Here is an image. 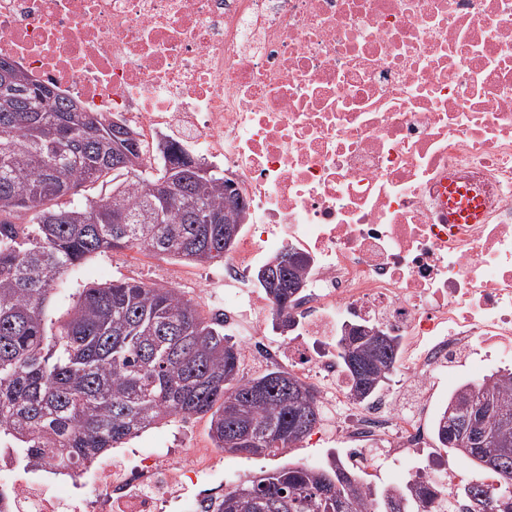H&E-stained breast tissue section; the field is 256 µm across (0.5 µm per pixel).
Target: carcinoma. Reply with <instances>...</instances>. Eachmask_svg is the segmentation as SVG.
<instances>
[{"mask_svg": "<svg viewBox=\"0 0 512 512\" xmlns=\"http://www.w3.org/2000/svg\"><path fill=\"white\" fill-rule=\"evenodd\" d=\"M23 81L0 88V443L16 465L36 469L45 459L64 474L101 453L174 419L208 416L215 447L258 456L284 454L320 422L313 390L284 370L240 376V348L224 333V315L205 317L175 288L116 282L84 289L66 318H53L49 301L61 278L88 258L136 248L161 259L194 264L224 260V225L245 218L233 183L186 167L189 151L168 143L154 175L141 170L137 142L118 179L112 158V121L96 112H65L67 99L21 71ZM166 179L183 200L158 209L152 182ZM107 194L65 205L61 199L95 186ZM202 214L221 224H200ZM292 259L283 284L258 282L288 328V309L305 282L307 259ZM368 331L338 349L351 396L371 399L398 358L396 338L384 345ZM360 362L356 373L347 354ZM476 417L486 437L480 454L490 483L472 482L447 512H512V373L490 385H463L434 423L441 447L456 434L457 458L470 436L457 421ZM437 495L426 480L377 491L336 461L330 468L284 465L258 478L206 493L197 512H419Z\"/></svg>", "mask_w": 512, "mask_h": 512, "instance_id": "carcinoma-1", "label": "carcinoma"}]
</instances>
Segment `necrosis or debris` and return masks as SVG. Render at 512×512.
Returning <instances> with one entry per match:
<instances>
[{
    "label": "necrosis or debris",
    "instance_id": "obj_1",
    "mask_svg": "<svg viewBox=\"0 0 512 512\" xmlns=\"http://www.w3.org/2000/svg\"><path fill=\"white\" fill-rule=\"evenodd\" d=\"M0 59L132 128L147 169L163 141L223 159L248 205L225 287L275 246L308 259L288 342L261 335L258 301L225 302V329L313 388L327 442L368 470L413 460L439 489L423 512H445L460 471L417 466L426 414L354 401L333 340L386 330L401 384L458 386L480 348L512 363V0H0ZM452 181L480 223H449ZM223 468L220 448L102 458L70 471L71 512H192ZM1 481L12 512H58L4 451Z\"/></svg>",
    "mask_w": 512,
    "mask_h": 512
}]
</instances>
